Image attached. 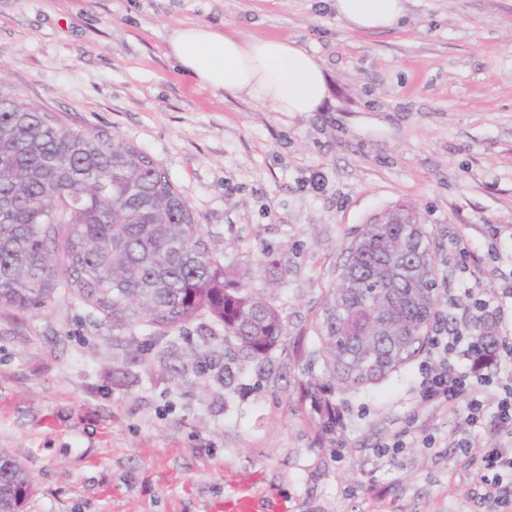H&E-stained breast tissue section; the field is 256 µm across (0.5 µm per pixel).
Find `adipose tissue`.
I'll return each mask as SVG.
<instances>
[{
	"label": "adipose tissue",
	"mask_w": 512,
	"mask_h": 512,
	"mask_svg": "<svg viewBox=\"0 0 512 512\" xmlns=\"http://www.w3.org/2000/svg\"><path fill=\"white\" fill-rule=\"evenodd\" d=\"M336 15L353 32L396 28L406 16L405 0H334ZM170 55L206 88L245 92L278 112H313L327 96L321 64L295 43L243 39L202 25L172 32Z\"/></svg>",
	"instance_id": "adipose-tissue-1"
}]
</instances>
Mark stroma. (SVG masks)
I'll list each match as a JSON object with an SVG mask.
<instances>
[{"instance_id": "1", "label": "stroma", "mask_w": 512, "mask_h": 512, "mask_svg": "<svg viewBox=\"0 0 512 512\" xmlns=\"http://www.w3.org/2000/svg\"><path fill=\"white\" fill-rule=\"evenodd\" d=\"M406 8L400 28L361 34L332 0H0V85L149 153L287 327L267 362L228 364L203 318L155 344L66 288L0 310V448L31 475L23 512H227L244 497L253 512H500L486 458L512 439L422 399L431 352L333 386V431L312 406L324 301L385 210L413 207L429 235L446 283L432 338L512 334V0ZM190 24L295 42L327 99L277 112L198 85L168 54ZM266 250L285 260L274 286L249 264Z\"/></svg>"}]
</instances>
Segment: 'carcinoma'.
Instances as JSON below:
<instances>
[{"mask_svg": "<svg viewBox=\"0 0 512 512\" xmlns=\"http://www.w3.org/2000/svg\"><path fill=\"white\" fill-rule=\"evenodd\" d=\"M366 224L345 248L329 292L317 357L327 381L358 388L427 351L416 336L442 281L418 215ZM68 288L115 328L139 325L159 343L199 316L239 354L261 362L286 335L277 308L224 263L169 173L112 133L74 130L0 89V308H40ZM392 334L372 339L378 318ZM476 352L496 349L489 328ZM26 467L0 450V512H22Z\"/></svg>", "mask_w": 512, "mask_h": 512, "instance_id": "cac0c4a2", "label": "carcinoma"}]
</instances>
